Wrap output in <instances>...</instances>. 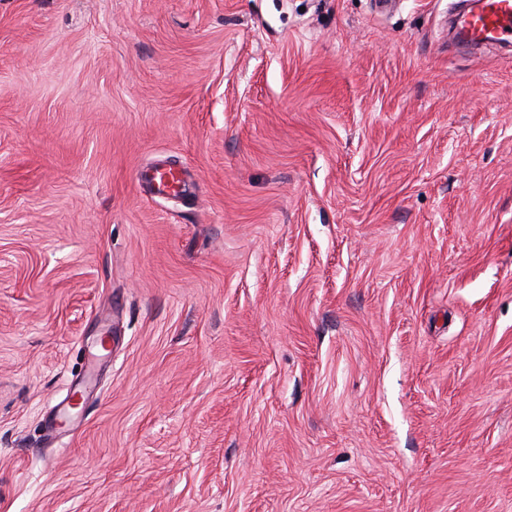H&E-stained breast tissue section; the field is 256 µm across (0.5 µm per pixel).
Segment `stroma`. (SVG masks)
<instances>
[{
  "label": "stroma",
  "mask_w": 512,
  "mask_h": 512,
  "mask_svg": "<svg viewBox=\"0 0 512 512\" xmlns=\"http://www.w3.org/2000/svg\"><path fill=\"white\" fill-rule=\"evenodd\" d=\"M454 3L0 0V512H512V42ZM139 180H144L155 195L178 194L185 190L183 174L168 162H158L148 173L140 174Z\"/></svg>",
  "instance_id": "obj_1"
}]
</instances>
